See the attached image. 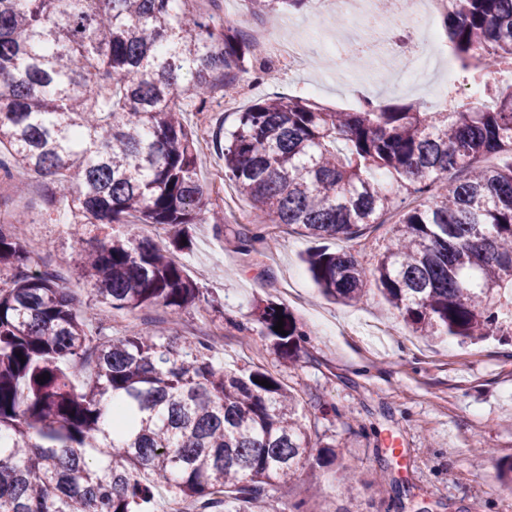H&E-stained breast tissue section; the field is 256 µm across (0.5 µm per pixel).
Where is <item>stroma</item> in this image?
<instances>
[{
  "instance_id": "stroma-1",
  "label": "stroma",
  "mask_w": 512,
  "mask_h": 512,
  "mask_svg": "<svg viewBox=\"0 0 512 512\" xmlns=\"http://www.w3.org/2000/svg\"><path fill=\"white\" fill-rule=\"evenodd\" d=\"M208 10L242 31L265 27L294 39L310 62L271 82L255 80L249 70L239 73L246 95L234 96L227 107L211 103L185 114L195 136L209 144L198 155V175L211 207L224 214L222 226H191V248L181 255L201 292L199 300L183 309L175 324L159 307L130 313L96 304L90 315L111 323L116 336L134 326L212 338L214 358L226 369L260 367L299 393L306 416L318 420L323 442L344 448L357 488L340 494L342 473L336 466H306L288 486L266 489L264 512H282L286 502L300 500L306 512H418L423 506L429 512H512V492L501 486L495 467L496 461L512 459V345L492 339L460 345L416 336L387 311L372 284L354 305L327 300L304 263L314 243L296 228L275 227L271 243H255L250 254H242L240 241L249 227L238 222L236 212L249 202L224 176V136L237 112L256 101L274 93L302 97L315 82L318 102L331 108L355 106L364 86L376 101H419L432 108L429 74L410 77L400 71L391 84L378 85L369 69H329L325 58L341 53L329 32L343 27L354 38L362 27L332 16L315 18L310 5L270 16L250 12L246 0H211ZM13 180L25 191H1L0 208L34 224L45 245L44 264L59 269L76 298L87 301V288L72 274L86 243L65 233L66 203L48 205L47 190L35 178L18 172ZM396 219L388 214L360 239L333 240L329 247H347L364 266H372ZM267 298L288 307L310 334L295 362L275 354L252 317L256 303ZM325 403L335 405L336 416L319 418ZM380 457L390 461L387 473L377 468Z\"/></svg>"
}]
</instances>
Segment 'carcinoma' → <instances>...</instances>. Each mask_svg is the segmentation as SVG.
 I'll return each instance as SVG.
<instances>
[{"label": "carcinoma", "mask_w": 512, "mask_h": 512, "mask_svg": "<svg viewBox=\"0 0 512 512\" xmlns=\"http://www.w3.org/2000/svg\"><path fill=\"white\" fill-rule=\"evenodd\" d=\"M200 0H0V170L68 199L67 231L104 230L74 261L93 299L171 317L200 296L177 253L194 224L224 223L197 175L186 103L237 92L238 72L274 79L240 32ZM266 12L281 3L248 0ZM442 27L455 61L450 110L383 103L337 110L294 96L237 113L224 172L269 226L354 240L398 215L372 267L345 249L307 255L329 299L372 282L412 332L462 343L512 337V0H460ZM484 100L464 101L460 86ZM0 220V512H140L154 482L200 512L255 504L312 456L298 393L272 374L228 372L198 337L92 326L63 277ZM174 230L173 251L129 229ZM284 316V333L274 330ZM261 333L293 360L309 332L287 307L257 306ZM49 379L39 382L42 375ZM266 380L270 386L255 383Z\"/></svg>", "instance_id": "obj_1"}]
</instances>
